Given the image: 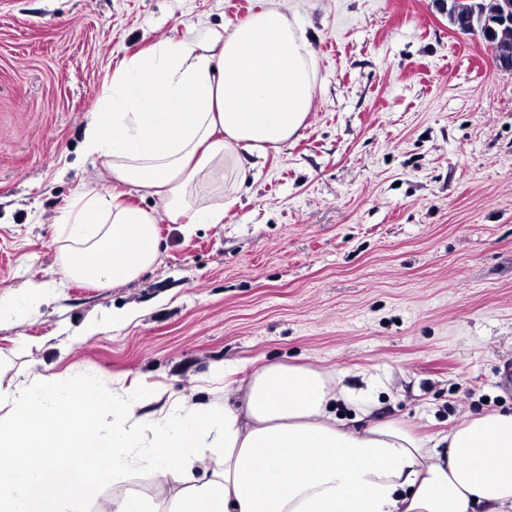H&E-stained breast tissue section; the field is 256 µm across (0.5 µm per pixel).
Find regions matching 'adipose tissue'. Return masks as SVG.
<instances>
[{
    "instance_id": "1",
    "label": "adipose tissue",
    "mask_w": 512,
    "mask_h": 512,
    "mask_svg": "<svg viewBox=\"0 0 512 512\" xmlns=\"http://www.w3.org/2000/svg\"><path fill=\"white\" fill-rule=\"evenodd\" d=\"M314 56L295 16L257 12L200 41L166 40L124 59L104 91L85 148L113 179L159 197L172 223L218 224L223 206L192 188L220 184L242 154L264 157L291 140L311 108ZM67 278L100 286L136 278L158 257L155 216L91 191L61 215ZM345 394L303 365L268 364L223 408L149 421L138 400L106 404L88 382L18 389L0 417V512H79L90 486L142 464L156 496L113 500L112 512H512V412L463 413L440 441L376 419L368 406L337 417ZM213 478L186 485L207 449Z\"/></svg>"
}]
</instances>
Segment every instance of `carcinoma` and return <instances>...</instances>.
Wrapping results in <instances>:
<instances>
[{
    "label": "carcinoma",
    "mask_w": 512,
    "mask_h": 512,
    "mask_svg": "<svg viewBox=\"0 0 512 512\" xmlns=\"http://www.w3.org/2000/svg\"><path fill=\"white\" fill-rule=\"evenodd\" d=\"M512 0H448V21L463 30H476L490 43L495 59L512 62Z\"/></svg>",
    "instance_id": "1"
}]
</instances>
